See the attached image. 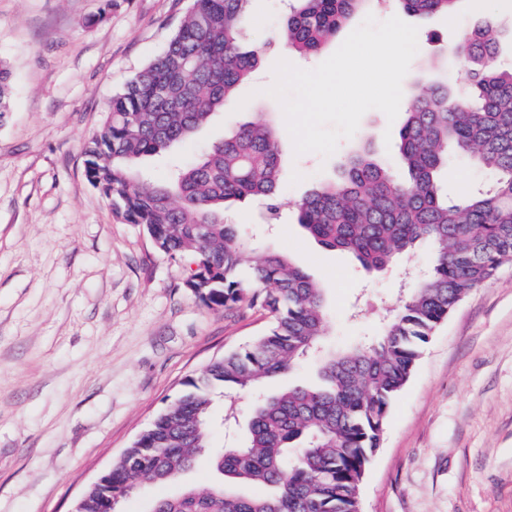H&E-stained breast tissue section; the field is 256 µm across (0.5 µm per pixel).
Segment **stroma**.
Returning a JSON list of instances; mask_svg holds the SVG:
<instances>
[{
  "label": "stroma",
  "instance_id": "35a3bbf8",
  "mask_svg": "<svg viewBox=\"0 0 512 512\" xmlns=\"http://www.w3.org/2000/svg\"><path fill=\"white\" fill-rule=\"evenodd\" d=\"M188 0H0V59L14 106L0 115V512H73L80 495L181 392L225 352L269 324L260 309L205 306L186 283L193 264L160 252L137 224L116 217L86 178L84 143L113 95L165 48ZM284 0H252L240 25L261 62L194 140L145 159L157 183L240 124L279 134L281 223L260 204L226 210L256 252L282 253L326 293L325 347L376 336L396 306L402 267L369 274L308 237L295 206L329 179L371 133L378 151L388 120L367 111L334 154H295L279 102L268 95L280 59L312 69L363 22L350 20L317 54H285L277 33ZM512 29V0H462L454 19L417 26L418 52L402 98L424 73L466 76L452 51L485 19ZM449 198L488 181L468 157L443 176ZM210 454L164 487L120 499L116 512H150L158 496L208 489ZM362 512H512V263L449 313L393 402L382 444L361 488Z\"/></svg>",
  "mask_w": 512,
  "mask_h": 512
}]
</instances>
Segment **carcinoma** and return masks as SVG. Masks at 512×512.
<instances>
[{
	"instance_id": "1",
	"label": "carcinoma",
	"mask_w": 512,
	"mask_h": 512,
	"mask_svg": "<svg viewBox=\"0 0 512 512\" xmlns=\"http://www.w3.org/2000/svg\"><path fill=\"white\" fill-rule=\"evenodd\" d=\"M382 0H290L278 38L290 53L318 52L352 17ZM428 20L459 0H394ZM249 0H189L163 52L112 97L84 147L88 181L129 224L143 226L172 259L189 258L187 287L209 306L260 308L270 317L252 343L224 354L159 412L85 491L83 512H107L108 494L163 485L194 466L210 444L215 390L228 411L236 396L290 373L315 356L325 336L324 290L278 252L257 254L224 210L261 199L279 211L280 154L273 130L244 123L224 134L165 184L140 178L139 161L186 142L224 110L257 69L240 45ZM505 33L492 20L456 48L467 84L437 82L416 96L398 130L406 177L371 144L297 204L298 224L322 247L351 254L368 271L433 251L430 273L403 289L373 339L325 355L318 381L263 397L241 444L213 454L221 481L154 501V512H361L366 469L381 447L388 413L433 330L472 289L512 261V68L495 63ZM10 70L0 60V114L11 111ZM468 155L493 180L450 200L441 172Z\"/></svg>"
}]
</instances>
